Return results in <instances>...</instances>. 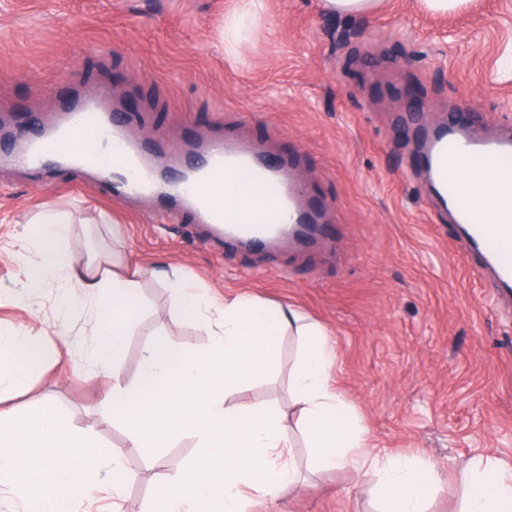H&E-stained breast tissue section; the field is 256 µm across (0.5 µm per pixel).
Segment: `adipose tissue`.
<instances>
[{
  "instance_id": "obj_1",
  "label": "adipose tissue",
  "mask_w": 512,
  "mask_h": 512,
  "mask_svg": "<svg viewBox=\"0 0 512 512\" xmlns=\"http://www.w3.org/2000/svg\"><path fill=\"white\" fill-rule=\"evenodd\" d=\"M508 183L511 169L481 161L465 167L461 187L479 222L494 220L500 188ZM37 222L41 230L29 240L33 254L21 259L22 288L35 298L62 278L60 306L77 296L90 305L96 325L93 358L99 371L112 375L107 406L113 419L127 425L129 437L126 448L105 450L67 426L51 402L2 409L7 395L24 390L57 348L38 337L1 334L0 487L14 493L26 512H73L106 472L112 475L113 498H121L134 478L123 463L126 453L151 457L186 434L197 437L200 451L178 479L158 485L159 512H248L247 489L272 501L292 491L296 471L289 461L287 424L265 405L226 402L232 388L273 368L289 326L303 339L290 394L317 468L348 469L356 476L375 472L383 512H424L436 480L433 465L386 459L369 447L353 407L331 385L337 349L320 324L291 309L271 311L247 294L218 299L177 279L170 288L175 317L205 328L211 346L195 353L167 337L155 338L136 384L126 385L117 362L139 306L142 268L129 264L124 273L113 272L109 256L97 264L74 265L67 214L48 210ZM472 471L463 512H512L505 465L482 454Z\"/></svg>"
}]
</instances>
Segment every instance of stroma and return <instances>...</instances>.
I'll list each match as a JSON object with an SVG mask.
<instances>
[{"label": "stroma", "mask_w": 512, "mask_h": 512, "mask_svg": "<svg viewBox=\"0 0 512 512\" xmlns=\"http://www.w3.org/2000/svg\"><path fill=\"white\" fill-rule=\"evenodd\" d=\"M246 0H0V331L55 341L56 363L33 373L21 400L57 405L71 429L102 448L128 440L106 417L92 378L87 305H57L59 285L27 300L19 259L45 208L69 213L74 260L109 254L146 269L141 306L124 337L122 380L136 381L149 343L169 337L203 352L211 338L172 316L169 281L194 279L218 296L248 293L270 309L292 306L337 345L332 385L355 409L376 452L433 464L426 512H461L470 459L512 467V295L497 294L479 255L459 251L449 220H432L414 167L419 140L398 114L423 124L455 111L469 130H512V0H463L448 12L425 0H382L346 17L323 0H265L245 40L223 41L224 18ZM99 93L124 114L131 140L169 139L191 153L221 136L262 145L274 163L295 156L299 185L323 207V232L301 245L254 251L210 237L204 225L157 219L149 198L113 203L96 177L68 165L29 169L4 147L48 128L66 104ZM299 339L282 336L276 367L235 390L283 417L295 407L289 374ZM303 478L250 512H379L374 478L322 472L294 435ZM185 435L155 460L125 459L135 478L113 501L110 475L76 512H148L159 480L198 454Z\"/></svg>", "instance_id": "35a3bbf8"}]
</instances>
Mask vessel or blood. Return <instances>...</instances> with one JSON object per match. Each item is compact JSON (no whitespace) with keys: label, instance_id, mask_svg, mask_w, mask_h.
Masks as SVG:
<instances>
[{"label":"vessel or blood","instance_id":"1","mask_svg":"<svg viewBox=\"0 0 512 512\" xmlns=\"http://www.w3.org/2000/svg\"><path fill=\"white\" fill-rule=\"evenodd\" d=\"M196 153L186 178L165 180L166 170L180 163L181 148L172 144L166 152L147 153L125 138L122 115L106 112L98 97L88 96L69 108L53 128L26 134L10 159L22 167L38 168L68 158L100 173L114 202L134 195L169 197L170 219L191 214L218 236L245 246L299 242L314 233L317 212L298 188L290 166L272 164L261 147L240 141H207ZM471 156L503 165L512 160V136L483 138L454 122L443 123L424 132L416 167L426 173L435 200L450 212L464 250L481 253L496 286L512 290V222L477 223L459 187L458 174ZM220 175L233 176L241 187L270 195L274 210L258 209L244 216L203 198L198 184Z\"/></svg>","mask_w":512,"mask_h":512}]
</instances>
